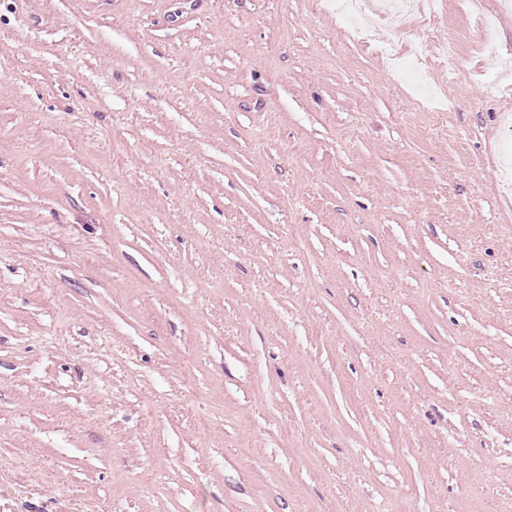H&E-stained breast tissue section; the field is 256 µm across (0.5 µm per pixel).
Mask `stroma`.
<instances>
[{
	"label": "stroma",
	"instance_id": "1",
	"mask_svg": "<svg viewBox=\"0 0 512 512\" xmlns=\"http://www.w3.org/2000/svg\"><path fill=\"white\" fill-rule=\"evenodd\" d=\"M436 9L419 74L323 0H0V512H512V6Z\"/></svg>",
	"mask_w": 512,
	"mask_h": 512
}]
</instances>
